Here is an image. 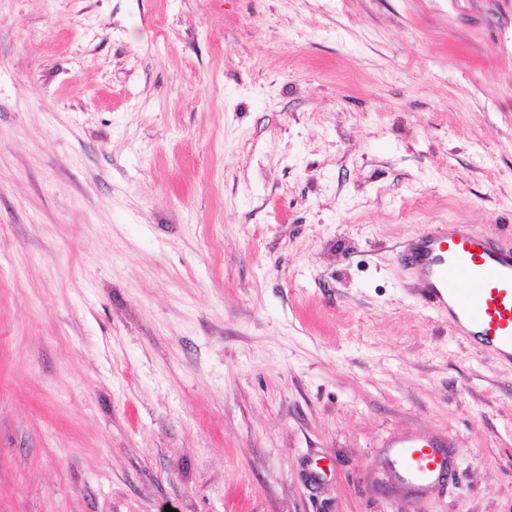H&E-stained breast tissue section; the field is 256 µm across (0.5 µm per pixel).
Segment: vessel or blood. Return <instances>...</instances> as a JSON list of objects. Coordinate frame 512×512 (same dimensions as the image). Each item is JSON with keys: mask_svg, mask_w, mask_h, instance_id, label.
<instances>
[{"mask_svg": "<svg viewBox=\"0 0 512 512\" xmlns=\"http://www.w3.org/2000/svg\"><path fill=\"white\" fill-rule=\"evenodd\" d=\"M401 257L426 309L478 353L512 367V241L469 224H431L404 243ZM453 446L442 433L399 437L392 444L399 483L412 492L444 480Z\"/></svg>", "mask_w": 512, "mask_h": 512, "instance_id": "obj_1", "label": "vessel or blood"}]
</instances>
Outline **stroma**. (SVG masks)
Here are the masks:
<instances>
[{"label":"stroma","mask_w":512,"mask_h":512,"mask_svg":"<svg viewBox=\"0 0 512 512\" xmlns=\"http://www.w3.org/2000/svg\"><path fill=\"white\" fill-rule=\"evenodd\" d=\"M423 224L512 235V0H0V512H512ZM455 443L442 433L405 434L395 440L392 456L398 482L409 492L439 483L453 463Z\"/></svg>","instance_id":"35a3bbf8"}]
</instances>
